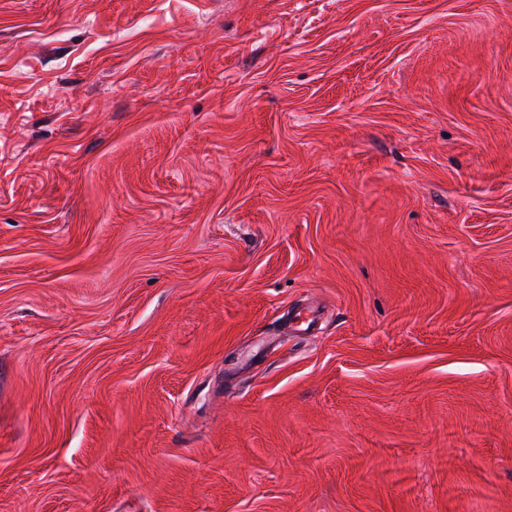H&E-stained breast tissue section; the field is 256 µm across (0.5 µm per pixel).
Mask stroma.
<instances>
[{
    "instance_id": "35a3bbf8",
    "label": "stroma",
    "mask_w": 512,
    "mask_h": 512,
    "mask_svg": "<svg viewBox=\"0 0 512 512\" xmlns=\"http://www.w3.org/2000/svg\"><path fill=\"white\" fill-rule=\"evenodd\" d=\"M0 512H512V0H0Z\"/></svg>"
}]
</instances>
